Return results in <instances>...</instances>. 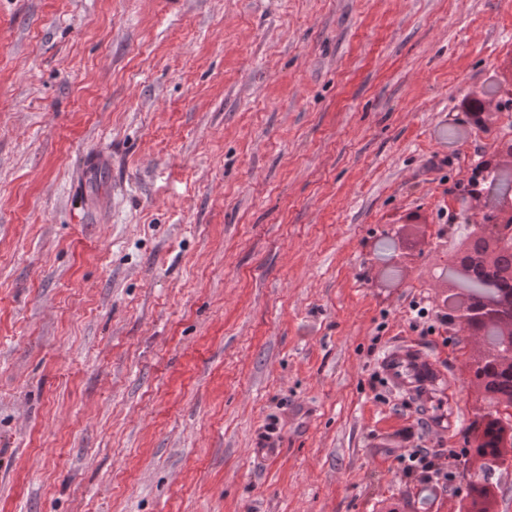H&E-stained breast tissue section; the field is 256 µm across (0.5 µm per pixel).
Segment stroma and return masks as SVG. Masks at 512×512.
<instances>
[{
	"label": "stroma",
	"instance_id": "1",
	"mask_svg": "<svg viewBox=\"0 0 512 512\" xmlns=\"http://www.w3.org/2000/svg\"><path fill=\"white\" fill-rule=\"evenodd\" d=\"M507 61L512 0H0V512H453L400 457L460 455L475 341L412 307ZM381 368L386 378L397 387L421 388L435 376L432 364L409 347L387 353L381 361Z\"/></svg>",
	"mask_w": 512,
	"mask_h": 512
}]
</instances>
